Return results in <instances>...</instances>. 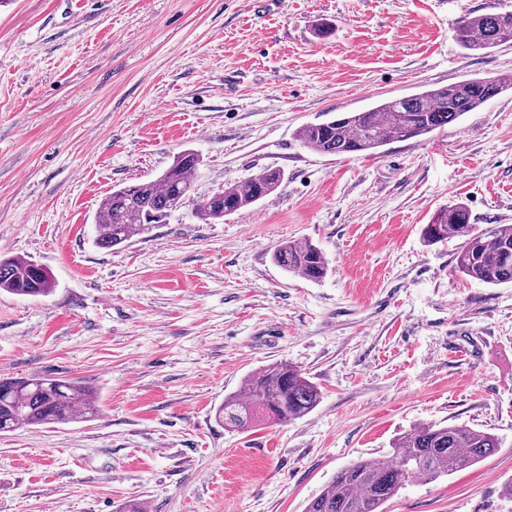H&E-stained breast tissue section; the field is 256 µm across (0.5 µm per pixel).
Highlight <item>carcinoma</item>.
I'll list each match as a JSON object with an SVG mask.
<instances>
[{
    "mask_svg": "<svg viewBox=\"0 0 512 512\" xmlns=\"http://www.w3.org/2000/svg\"><path fill=\"white\" fill-rule=\"evenodd\" d=\"M454 39L461 49L479 54L512 42V12L465 18L454 28ZM508 90H512V79L502 76L427 88L362 112L308 123L298 130V138L319 153L375 154L393 141L426 137ZM199 164L198 155L185 150L156 179L112 189L95 214L96 245L110 249L166 223L178 202L192 199ZM282 181L280 169L267 167L243 183L205 197L198 214L203 220H222L262 200ZM422 233L430 244L450 235L461 240L455 256L458 273L490 286L512 283L511 224L481 228L472 223L468 207L457 202L440 208ZM273 261L313 282L328 273L322 251L308 240L282 242ZM52 288V276L42 265L30 259L0 257V289L36 297ZM319 400L317 386L301 370L277 362L249 376L242 392L225 397L216 417L230 428L247 430L261 420L286 423L301 418ZM97 414L94 391L77 380L0 379V433L24 425H65ZM498 447L496 436L463 425L412 429L393 443L387 459L358 461L338 471L305 512H385L386 503L405 486L469 468Z\"/></svg>",
    "mask_w": 512,
    "mask_h": 512,
    "instance_id": "cac0c4a2",
    "label": "carcinoma"
}]
</instances>
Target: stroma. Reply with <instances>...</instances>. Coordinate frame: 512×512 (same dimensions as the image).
<instances>
[{
  "label": "stroma",
  "instance_id": "1",
  "mask_svg": "<svg viewBox=\"0 0 512 512\" xmlns=\"http://www.w3.org/2000/svg\"><path fill=\"white\" fill-rule=\"evenodd\" d=\"M512 0H0V255L48 268L54 291H0V378L92 387L91 421L0 434V512H304L349 464L427 424L501 446L416 482L387 512H512V284L455 270L427 245L443 205L512 224V91L380 154L302 145L310 122L476 77L512 76V44L453 39ZM334 33L322 38L319 24ZM193 201L98 248L113 187L155 179L185 149ZM279 188L210 224L195 203L263 168ZM318 245V283L272 260ZM274 362L317 407L238 431L215 415Z\"/></svg>",
  "mask_w": 512,
  "mask_h": 512
}]
</instances>
